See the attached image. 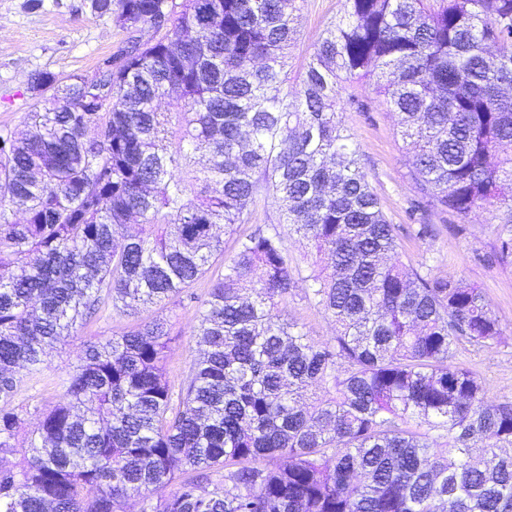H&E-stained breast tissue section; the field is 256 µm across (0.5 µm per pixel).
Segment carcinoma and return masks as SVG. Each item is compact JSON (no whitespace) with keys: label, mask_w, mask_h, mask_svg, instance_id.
<instances>
[{"label":"carcinoma","mask_w":512,"mask_h":512,"mask_svg":"<svg viewBox=\"0 0 512 512\" xmlns=\"http://www.w3.org/2000/svg\"><path fill=\"white\" fill-rule=\"evenodd\" d=\"M303 3L90 0L129 34L109 94L30 75L51 105L22 136L0 127V460L17 457L0 512H512V400L457 362L500 320L481 289L399 259L338 99L373 81L422 193L499 213L512 256V0H347L292 80ZM262 195L283 224L210 279L179 393L155 318L89 340L66 400L20 433V371L102 304L193 287ZM287 232L316 251L305 276ZM300 281L328 342L281 308Z\"/></svg>","instance_id":"1"}]
</instances>
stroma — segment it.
I'll return each instance as SVG.
<instances>
[{
	"label": "stroma",
	"mask_w": 512,
	"mask_h": 512,
	"mask_svg": "<svg viewBox=\"0 0 512 512\" xmlns=\"http://www.w3.org/2000/svg\"><path fill=\"white\" fill-rule=\"evenodd\" d=\"M346 9V0H305L295 21L298 36L289 50L290 70L307 62L327 23ZM127 38L110 16L91 12L88 0H42L38 8L30 7L29 0H0V125L25 130L27 115L37 105L28 90L32 73L48 71L60 78L92 74L98 60ZM342 120L355 137L383 212L396 227L401 259L421 274L457 276L482 288L503 334L489 348L462 345L458 360L480 377L488 401L512 400V259L497 258L498 218L488 213L463 217L433 206L410 176V154L393 112L373 94L364 93L360 105L347 106ZM424 224L429 227L425 235L419 232ZM208 284L201 279L193 296L161 307L124 313L101 308L78 335L50 350L43 375H22L14 405L24 410L26 424L36 422V408L64 400L65 383L80 364L87 340L122 333L152 318L172 325L166 376L173 389H180L199 354L193 329ZM284 310L313 340L332 338L330 319L308 304L303 292L290 297Z\"/></svg>",
	"instance_id": "35a3bbf8"
}]
</instances>
